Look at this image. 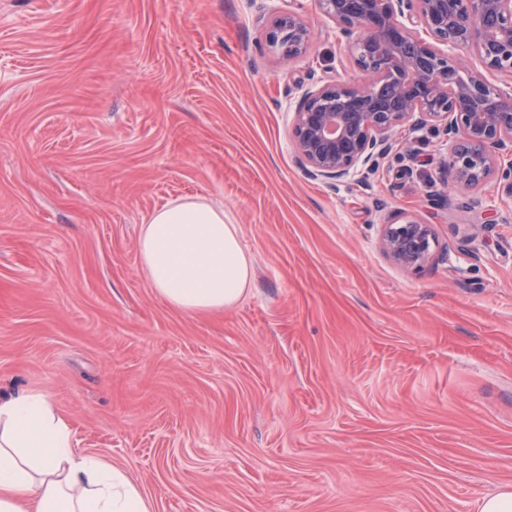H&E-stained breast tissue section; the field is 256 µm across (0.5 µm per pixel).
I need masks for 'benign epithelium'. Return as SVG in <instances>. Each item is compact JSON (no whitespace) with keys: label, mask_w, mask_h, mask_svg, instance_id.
<instances>
[{"label":"benign epithelium","mask_w":512,"mask_h":512,"mask_svg":"<svg viewBox=\"0 0 512 512\" xmlns=\"http://www.w3.org/2000/svg\"><path fill=\"white\" fill-rule=\"evenodd\" d=\"M357 66L359 82L319 81L292 109L294 146L309 177L340 182L374 165L393 131L434 122L448 140L444 166L476 188L496 179L512 197V82L502 88L450 59L472 53L512 76V0H318ZM311 28L296 11L277 16L266 41L288 61ZM430 225L389 224L385 253L407 270L431 258Z\"/></svg>","instance_id":"benign-epithelium-1"}]
</instances>
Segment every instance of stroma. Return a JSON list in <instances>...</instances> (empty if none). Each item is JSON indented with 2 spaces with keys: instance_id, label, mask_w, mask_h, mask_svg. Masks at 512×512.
Here are the masks:
<instances>
[{
  "instance_id": "obj_1",
  "label": "stroma",
  "mask_w": 512,
  "mask_h": 512,
  "mask_svg": "<svg viewBox=\"0 0 512 512\" xmlns=\"http://www.w3.org/2000/svg\"><path fill=\"white\" fill-rule=\"evenodd\" d=\"M294 9L285 63L265 33ZM358 73L317 0H0V392L49 396L157 512H480L512 486V198L453 182L430 125L310 178L289 107ZM181 197L239 228L233 307L148 282L141 226ZM408 219L438 243L416 272L380 247ZM310 38L309 24L296 11H288L277 16L266 35L268 46L276 50L279 57L285 61L302 54Z\"/></svg>"
}]
</instances>
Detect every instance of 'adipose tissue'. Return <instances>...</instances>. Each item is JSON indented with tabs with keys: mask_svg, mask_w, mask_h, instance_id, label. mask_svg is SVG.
Here are the masks:
<instances>
[{
	"mask_svg": "<svg viewBox=\"0 0 512 512\" xmlns=\"http://www.w3.org/2000/svg\"><path fill=\"white\" fill-rule=\"evenodd\" d=\"M138 250L154 291L187 314L232 306L253 280L237 225L204 201L155 212ZM0 512H155V502L122 468L75 453L50 398L20 391L0 394Z\"/></svg>",
	"mask_w": 512,
	"mask_h": 512,
	"instance_id": "obj_1",
	"label": "adipose tissue"
}]
</instances>
